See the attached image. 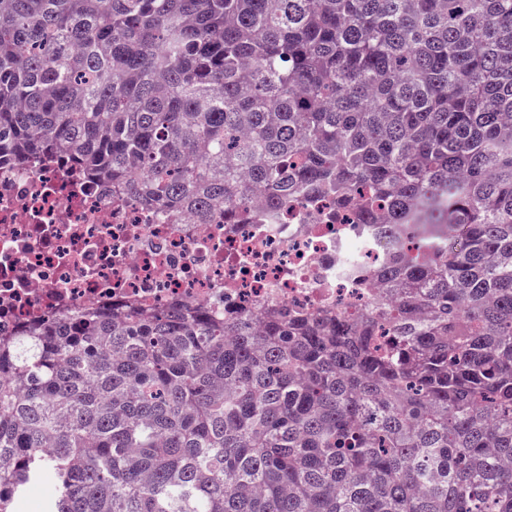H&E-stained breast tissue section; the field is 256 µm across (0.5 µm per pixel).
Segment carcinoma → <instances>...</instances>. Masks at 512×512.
I'll return each mask as SVG.
<instances>
[{
    "label": "carcinoma",
    "mask_w": 512,
    "mask_h": 512,
    "mask_svg": "<svg viewBox=\"0 0 512 512\" xmlns=\"http://www.w3.org/2000/svg\"><path fill=\"white\" fill-rule=\"evenodd\" d=\"M224 223L385 214L383 297L0 336V512H512V0H0V163ZM58 493L56 483L44 478L28 485L24 494L15 501L14 512H44L46 506L53 501Z\"/></svg>",
    "instance_id": "1"
}]
</instances>
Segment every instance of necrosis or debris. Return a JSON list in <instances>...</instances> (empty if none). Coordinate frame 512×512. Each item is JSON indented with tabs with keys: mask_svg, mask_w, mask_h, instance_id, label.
I'll return each instance as SVG.
<instances>
[{
	"mask_svg": "<svg viewBox=\"0 0 512 512\" xmlns=\"http://www.w3.org/2000/svg\"><path fill=\"white\" fill-rule=\"evenodd\" d=\"M327 203L228 224L116 196L71 160L0 165V335L77 311L181 303L235 314L269 302L353 312L377 291L362 272L385 250Z\"/></svg>",
	"mask_w": 512,
	"mask_h": 512,
	"instance_id": "4bbe7bcc",
	"label": "necrosis or debris"
}]
</instances>
